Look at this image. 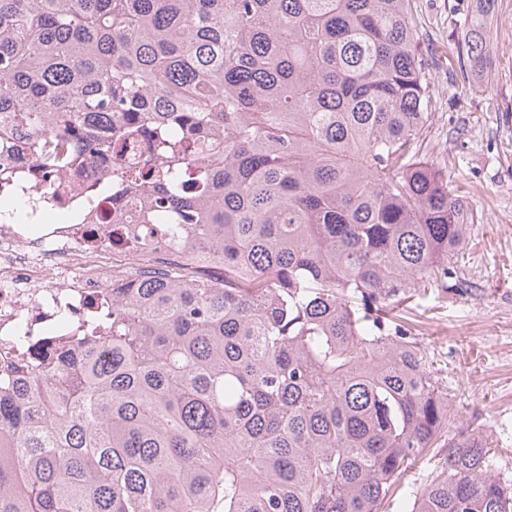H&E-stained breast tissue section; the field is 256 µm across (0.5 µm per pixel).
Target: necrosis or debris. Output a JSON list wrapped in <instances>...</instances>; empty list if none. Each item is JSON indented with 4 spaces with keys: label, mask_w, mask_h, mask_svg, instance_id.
Listing matches in <instances>:
<instances>
[{
    "label": "necrosis or debris",
    "mask_w": 512,
    "mask_h": 512,
    "mask_svg": "<svg viewBox=\"0 0 512 512\" xmlns=\"http://www.w3.org/2000/svg\"><path fill=\"white\" fill-rule=\"evenodd\" d=\"M110 166L87 162L66 199L33 205L25 223L0 217V364L18 350L26 325L32 341H68L96 324L116 280L112 264V200L80 204L86 186L111 177Z\"/></svg>",
    "instance_id": "obj_1"
}]
</instances>
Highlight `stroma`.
<instances>
[{
	"mask_svg": "<svg viewBox=\"0 0 512 512\" xmlns=\"http://www.w3.org/2000/svg\"><path fill=\"white\" fill-rule=\"evenodd\" d=\"M434 114L420 154L479 220L447 287L391 305L448 391V435H488L490 471L512 483V0H492V80L448 70V34L481 0H414Z\"/></svg>",
	"mask_w": 512,
	"mask_h": 512,
	"instance_id": "obj_1",
	"label": "stroma"
}]
</instances>
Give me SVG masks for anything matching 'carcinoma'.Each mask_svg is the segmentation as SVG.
<instances>
[{
  "mask_svg": "<svg viewBox=\"0 0 512 512\" xmlns=\"http://www.w3.org/2000/svg\"><path fill=\"white\" fill-rule=\"evenodd\" d=\"M414 0H0V182L112 156L136 252L95 336L0 387V512H380L448 433L388 301L448 287L477 214L418 144ZM489 6L447 59L489 78ZM203 237L222 269L147 266ZM487 439L410 512H512Z\"/></svg>",
  "mask_w": 512,
  "mask_h": 512,
  "instance_id": "cac0c4a2",
  "label": "carcinoma"
}]
</instances>
